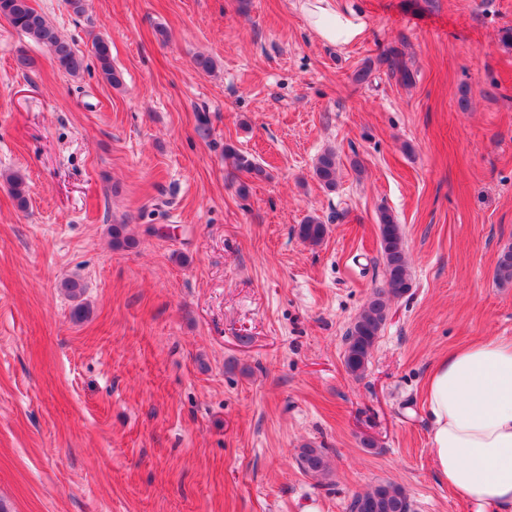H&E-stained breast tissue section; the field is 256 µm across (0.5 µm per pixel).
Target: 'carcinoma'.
<instances>
[{
  "instance_id": "carcinoma-1",
  "label": "carcinoma",
  "mask_w": 512,
  "mask_h": 512,
  "mask_svg": "<svg viewBox=\"0 0 512 512\" xmlns=\"http://www.w3.org/2000/svg\"><path fill=\"white\" fill-rule=\"evenodd\" d=\"M0 15L18 31L36 43L46 47L57 64L67 74L77 77L85 69V57L43 14L31 4V0H0ZM94 55L99 63L102 79L118 88L122 85L121 74L112 65L109 43L97 36L93 40ZM378 63L387 66L388 71L404 85L414 81V73L406 66L396 50H390L379 57ZM224 158L232 161L234 168L262 176L263 168L248 155L231 145L224 146ZM313 174L328 190L336 189L338 163L336 153L328 149L321 153L313 167ZM13 198L19 208L28 204L27 184L19 173L5 176ZM126 225H112V248L127 249L135 245V239L125 233ZM380 249L385 266L387 287L375 290L361 313L346 333L344 365L346 370L361 377L366 371L368 356L387 319L389 301L401 296L411 288V272L404 235L395 216L387 209L379 211ZM327 233V225L316 216L308 217L299 225V238L311 245H319ZM499 284H512V247L499 256L495 269ZM298 467L313 477L326 478L331 473L330 461L322 448L304 444L297 449ZM412 504L405 490L398 484L382 483L370 491L356 495L349 505V512H412Z\"/></svg>"
}]
</instances>
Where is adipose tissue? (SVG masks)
I'll use <instances>...</instances> for the list:
<instances>
[{
    "instance_id": "adipose-tissue-1",
    "label": "adipose tissue",
    "mask_w": 512,
    "mask_h": 512,
    "mask_svg": "<svg viewBox=\"0 0 512 512\" xmlns=\"http://www.w3.org/2000/svg\"><path fill=\"white\" fill-rule=\"evenodd\" d=\"M325 44L357 42L365 24L337 0H303ZM429 452L440 479L476 512H512V340L487 338L448 351L425 391Z\"/></svg>"
}]
</instances>
